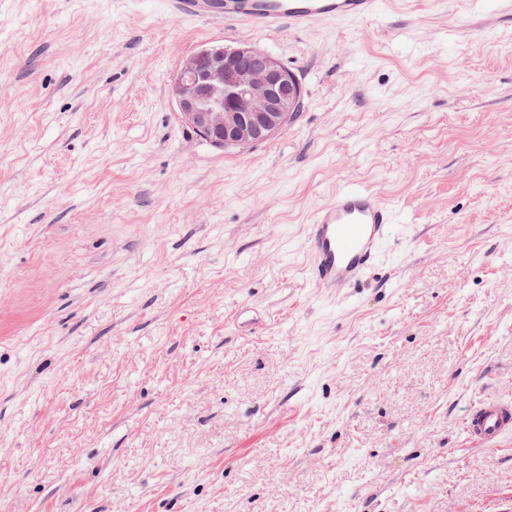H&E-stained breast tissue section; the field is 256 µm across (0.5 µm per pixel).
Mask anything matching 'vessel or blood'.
Returning a JSON list of instances; mask_svg holds the SVG:
<instances>
[{"label":"vessel or blood","instance_id":"obj_1","mask_svg":"<svg viewBox=\"0 0 512 512\" xmlns=\"http://www.w3.org/2000/svg\"><path fill=\"white\" fill-rule=\"evenodd\" d=\"M189 18H224L255 31L299 30L324 20H362L378 0H168ZM397 222L394 206L376 192L348 185L337 190L305 226L308 277L319 291L354 287L380 264ZM468 441L486 444L512 433V404L485 399L463 421Z\"/></svg>","mask_w":512,"mask_h":512}]
</instances>
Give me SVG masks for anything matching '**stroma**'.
I'll return each mask as SVG.
<instances>
[{
	"label": "stroma",
	"instance_id": "35a3bbf8",
	"mask_svg": "<svg viewBox=\"0 0 512 512\" xmlns=\"http://www.w3.org/2000/svg\"><path fill=\"white\" fill-rule=\"evenodd\" d=\"M256 33L165 0H0V512H501L512 434V13L380 0ZM248 43L304 104L219 148L180 60ZM396 208L344 294L305 274L337 188ZM463 431L471 443L486 444L512 432V404L485 399L472 406L463 421Z\"/></svg>",
	"mask_w": 512,
	"mask_h": 512
}]
</instances>
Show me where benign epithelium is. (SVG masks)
<instances>
[{
	"label": "benign epithelium",
	"instance_id": "obj_1",
	"mask_svg": "<svg viewBox=\"0 0 512 512\" xmlns=\"http://www.w3.org/2000/svg\"><path fill=\"white\" fill-rule=\"evenodd\" d=\"M170 94L180 119L201 138L245 148L279 133L299 112L304 89L271 54L241 43L184 57Z\"/></svg>",
	"mask_w": 512,
	"mask_h": 512
}]
</instances>
